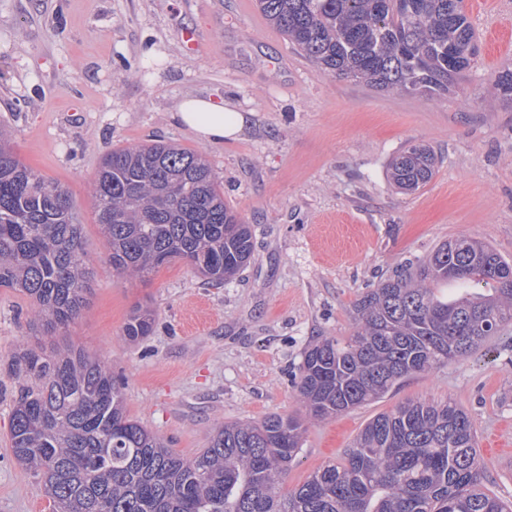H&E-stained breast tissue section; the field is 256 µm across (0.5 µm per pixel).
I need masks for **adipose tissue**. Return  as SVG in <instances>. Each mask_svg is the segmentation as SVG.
Masks as SVG:
<instances>
[{"instance_id": "obj_1", "label": "adipose tissue", "mask_w": 512, "mask_h": 512, "mask_svg": "<svg viewBox=\"0 0 512 512\" xmlns=\"http://www.w3.org/2000/svg\"><path fill=\"white\" fill-rule=\"evenodd\" d=\"M174 117L206 145L236 138L249 119L248 113L230 108L223 101L200 97L181 100Z\"/></svg>"}]
</instances>
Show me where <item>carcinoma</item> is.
Listing matches in <instances>:
<instances>
[{"label": "carcinoma", "instance_id": "obj_1", "mask_svg": "<svg viewBox=\"0 0 512 512\" xmlns=\"http://www.w3.org/2000/svg\"><path fill=\"white\" fill-rule=\"evenodd\" d=\"M462 0H256L261 14L311 61L384 92L443 96L478 49ZM512 101V70L496 77ZM437 159L410 144L388 167L416 192ZM112 269L146 277L185 262L222 286L249 263L250 225L224 202L202 156L157 141L107 154L92 184ZM92 271L68 191L27 168L0 137V288L30 300L32 326L55 336L88 303ZM458 287L448 297L446 286ZM490 287V293L479 292ZM346 338L302 353L305 413L218 427L192 458L127 414L112 364L72 345L22 346L10 369L21 393L11 417L16 460L40 477L52 512H512L482 489L468 414L450 400L410 399L372 418L344 462L280 486L310 424L384 398L405 379L463 359L512 322V263L460 236L395 271L354 304ZM153 311L133 310L131 342L152 334Z\"/></svg>", "mask_w": 512, "mask_h": 512}]
</instances>
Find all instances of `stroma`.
Returning a JSON list of instances; mask_svg holds the SVG:
<instances>
[{
  "label": "stroma",
  "mask_w": 512,
  "mask_h": 512,
  "mask_svg": "<svg viewBox=\"0 0 512 512\" xmlns=\"http://www.w3.org/2000/svg\"><path fill=\"white\" fill-rule=\"evenodd\" d=\"M479 54L447 96L373 90L322 71L268 24L255 0H0V127L20 160L72 196L93 275L88 304L60 336L36 334L28 299L0 288V512H51L13 457L20 344H71L108 359L129 415L177 454L218 425L297 414L307 345L353 331L354 302L399 265L467 235L512 260V0H463ZM200 36L187 53L182 33ZM187 96L250 115L237 139L201 145L173 114ZM202 151L224 200L250 225L253 254L214 288L178 262L116 274L91 184L113 149L156 140ZM440 163L421 190L387 180L409 142ZM151 336L127 341L136 305ZM452 399L476 430L483 486L512 501V324L470 357L417 375L384 399L309 426L283 489L341 462L375 415L408 399Z\"/></svg>",
  "instance_id": "1"
}]
</instances>
